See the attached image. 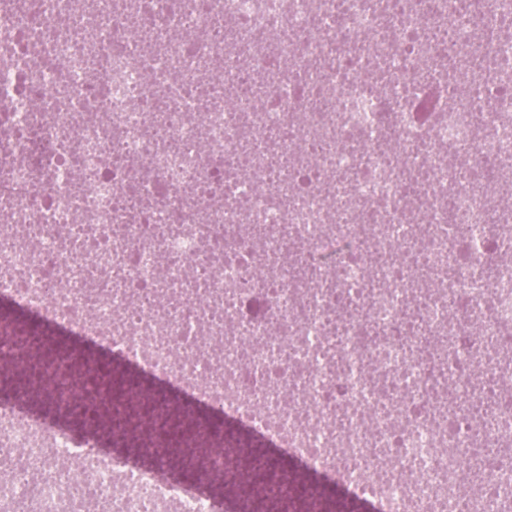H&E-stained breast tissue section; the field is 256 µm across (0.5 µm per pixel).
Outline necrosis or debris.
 <instances>
[{
	"label": "necrosis or debris",
	"instance_id": "1",
	"mask_svg": "<svg viewBox=\"0 0 512 512\" xmlns=\"http://www.w3.org/2000/svg\"><path fill=\"white\" fill-rule=\"evenodd\" d=\"M19 308L105 357L29 371ZM116 361L184 417L115 429ZM4 370L0 512H242L239 437L375 512H502L512 0H0Z\"/></svg>",
	"mask_w": 512,
	"mask_h": 512
}]
</instances>
